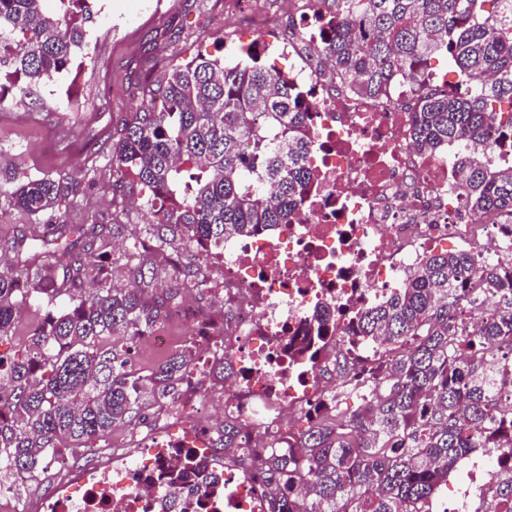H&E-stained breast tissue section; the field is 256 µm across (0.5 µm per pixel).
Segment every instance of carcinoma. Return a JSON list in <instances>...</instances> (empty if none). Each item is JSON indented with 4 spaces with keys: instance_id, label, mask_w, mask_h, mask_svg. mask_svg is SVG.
I'll return each mask as SVG.
<instances>
[{
    "instance_id": "carcinoma-1",
    "label": "carcinoma",
    "mask_w": 512,
    "mask_h": 512,
    "mask_svg": "<svg viewBox=\"0 0 512 512\" xmlns=\"http://www.w3.org/2000/svg\"><path fill=\"white\" fill-rule=\"evenodd\" d=\"M0 0V72L26 94L50 81L84 44L86 0ZM322 35L307 51L347 93L383 97L400 79L415 103L413 144L454 156L473 213L512 224V176L488 156L512 138V0H333ZM445 55L465 81L448 89L426 79ZM309 106L288 74L251 53L236 63L200 53L174 66L142 101L107 166L115 182L131 177L160 201L150 225L154 243L121 261L110 241L125 225L59 224L50 239L13 243L16 263L0 272V339L10 336L19 302L45 306L23 347L0 353V473L43 471L62 449L91 448L117 425L136 427L190 388L202 355L194 338L142 373L132 346L152 334L183 289L209 281L207 257L224 239L249 237L288 223L315 178L305 135ZM73 189L49 175L10 191L30 215L67 202ZM69 264L52 261L58 249ZM174 273L162 296L149 288L155 264ZM125 267L140 290L115 284ZM479 333L468 334L471 320ZM328 319H315L290 355L314 356ZM352 336L383 337L370 360L339 353L333 365L346 387L304 427L268 446L243 439L234 415L220 429L238 462L268 489L267 512H429L435 491L474 448L512 449V272L464 251L426 255L402 286L361 311ZM361 406L340 409L343 395ZM184 458L165 474L178 495L195 475ZM494 507L512 501V463L495 470Z\"/></svg>"
}]
</instances>
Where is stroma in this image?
I'll use <instances>...</instances> for the list:
<instances>
[{
  "label": "stroma",
  "mask_w": 512,
  "mask_h": 512,
  "mask_svg": "<svg viewBox=\"0 0 512 512\" xmlns=\"http://www.w3.org/2000/svg\"><path fill=\"white\" fill-rule=\"evenodd\" d=\"M262 14L224 15V0H112L87 23L88 45L71 65L26 95L9 90L0 103V260L9 258L14 238L47 234L57 224H123L119 242L133 246L145 236V213L131 209L142 190L134 179L114 186L105 167L113 143L137 111L142 97L157 88L169 69L211 48L215 38L233 46L260 35V23L295 28L284 0H260ZM49 174L69 183L76 204L30 215L11 206L5 191L26 178ZM167 349L143 338L131 355L135 368L149 370L164 353L180 350L193 327L170 315L158 325Z\"/></svg>",
  "instance_id": "1"
}]
</instances>
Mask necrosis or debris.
I'll use <instances>...</instances> for the list:
<instances>
[{
  "label": "necrosis or debris",
  "mask_w": 512,
  "mask_h": 512,
  "mask_svg": "<svg viewBox=\"0 0 512 512\" xmlns=\"http://www.w3.org/2000/svg\"><path fill=\"white\" fill-rule=\"evenodd\" d=\"M287 6L304 20L299 38L265 28L253 47L258 56L294 59L303 43L318 41L319 0H288ZM288 78L308 94L317 177L290 223L225 239L222 259L224 358L236 371L224 387V409L245 420L246 433L267 439L326 392L321 370L345 345L352 321L400 287L405 271L426 253L464 248L512 265V225L469 213L452 158L413 147L406 83L375 100L338 90L309 62L290 69ZM325 306L331 312L325 348L312 362L293 358L290 344ZM199 398L187 392L180 410L169 413L184 428L179 445L135 430L91 466L53 460L51 493L34 506H20L16 496L32 474L0 476V512H166L161 476L187 452L221 486L194 490L190 512H265L257 473L231 474L228 451L206 446L212 430L194 415ZM490 479V470H468L449 485L439 512H470Z\"/></svg>",
  "instance_id": "4bbe7bcc"
}]
</instances>
